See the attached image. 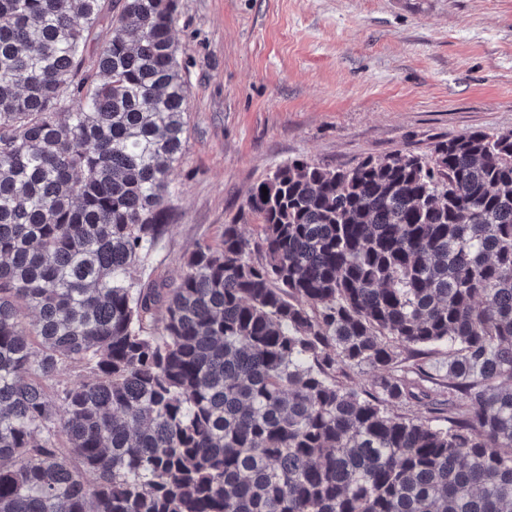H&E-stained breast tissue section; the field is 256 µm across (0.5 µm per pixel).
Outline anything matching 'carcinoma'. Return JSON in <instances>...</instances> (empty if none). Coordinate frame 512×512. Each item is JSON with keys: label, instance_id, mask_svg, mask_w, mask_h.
I'll return each mask as SVG.
<instances>
[{"label": "carcinoma", "instance_id": "obj_1", "mask_svg": "<svg viewBox=\"0 0 512 512\" xmlns=\"http://www.w3.org/2000/svg\"><path fill=\"white\" fill-rule=\"evenodd\" d=\"M102 11L0 0V512H512V131L281 164L135 288L190 88L178 0L87 70Z\"/></svg>", "mask_w": 512, "mask_h": 512}]
</instances>
